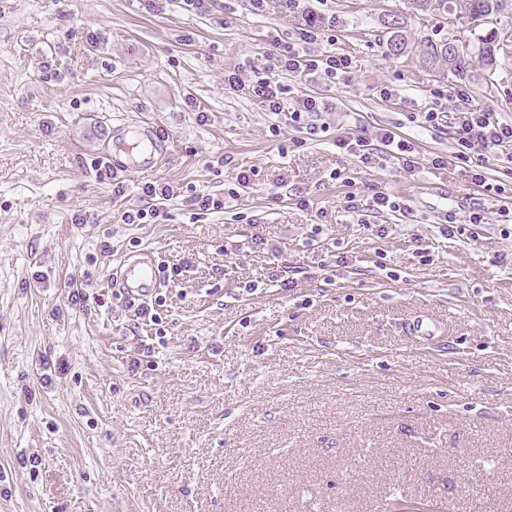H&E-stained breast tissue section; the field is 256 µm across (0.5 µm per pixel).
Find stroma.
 I'll list each match as a JSON object with an SVG mask.
<instances>
[{
  "label": "stroma",
  "mask_w": 512,
  "mask_h": 512,
  "mask_svg": "<svg viewBox=\"0 0 512 512\" xmlns=\"http://www.w3.org/2000/svg\"><path fill=\"white\" fill-rule=\"evenodd\" d=\"M317 10L330 21L321 49L350 55L351 72L281 76L274 116L224 74L250 80L275 42L298 39L301 15L276 0L262 12L219 0L202 16L0 0V512H389L395 499L512 512V222L500 216L512 162L487 149L492 188H478L452 122L423 121L454 112L458 86L512 121V55L490 78L476 64L429 71L425 41L467 36L464 23L414 0ZM392 14L406 21L400 56L386 46ZM306 95L330 110L326 133L300 145L287 113ZM143 121L167 153L125 167ZM381 128L416 144L414 170L336 146ZM103 157L123 195L97 178ZM147 182L174 189L164 217L122 223ZM196 191L223 196V211L194 215ZM381 192L408 212L376 213ZM476 207L486 223H468ZM139 252L173 276L157 292L164 343L145 358L155 328L131 321L111 282ZM84 274L96 301L70 305ZM419 320L447 341L408 335ZM33 450L32 472L20 456Z\"/></svg>",
  "instance_id": "1"
}]
</instances>
